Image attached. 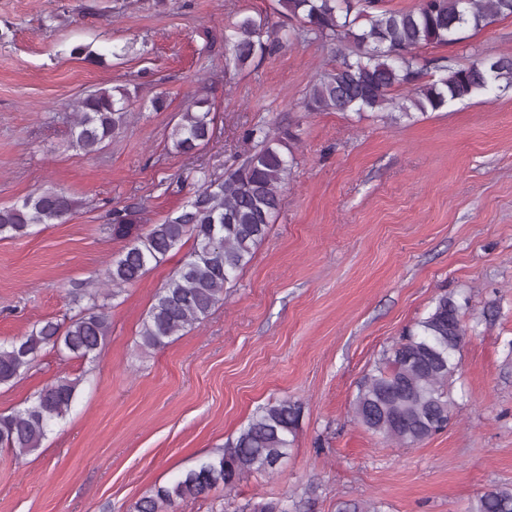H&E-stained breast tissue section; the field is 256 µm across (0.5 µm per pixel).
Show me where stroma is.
I'll use <instances>...</instances> for the list:
<instances>
[{
  "instance_id": "35a3bbf8",
  "label": "stroma",
  "mask_w": 512,
  "mask_h": 512,
  "mask_svg": "<svg viewBox=\"0 0 512 512\" xmlns=\"http://www.w3.org/2000/svg\"><path fill=\"white\" fill-rule=\"evenodd\" d=\"M276 0H0V205L38 188L78 201L58 224L0 239V341L40 321L65 324L73 288L101 285L121 250L112 212L161 222L255 143V124L290 130L294 165L266 239L199 326L157 350L138 347L154 295L185 255L168 254L126 287L94 361L44 348L0 386V413L69 374L82 379L41 448H0V512H130L155 486L223 448L260 405L300 403L295 444L274 476L177 502L173 512H469L487 488L512 486V91L493 90L417 121L309 112L305 95L345 42L292 40L223 74L224 29L240 14L278 22ZM145 54L113 57L130 39ZM76 44L103 53L96 64ZM424 60L512 58V17ZM136 85L124 132L88 154L72 142L69 105L86 90ZM167 92L164 111L152 98ZM216 109L195 157L170 133L195 92ZM450 292L472 328L458 357L446 430L405 447L352 416L357 385Z\"/></svg>"
}]
</instances>
